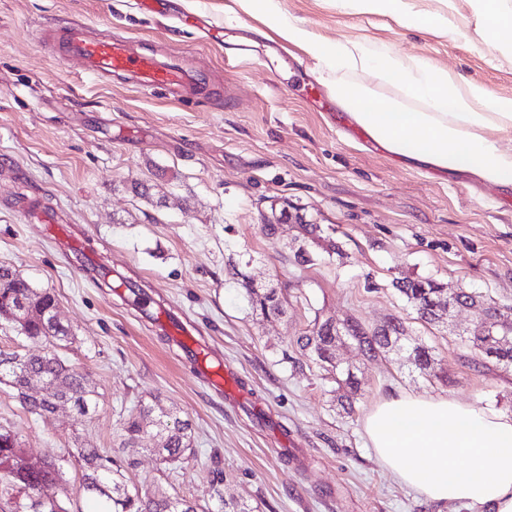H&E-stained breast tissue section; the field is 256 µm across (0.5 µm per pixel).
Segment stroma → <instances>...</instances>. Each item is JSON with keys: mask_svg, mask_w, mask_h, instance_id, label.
Here are the masks:
<instances>
[{"mask_svg": "<svg viewBox=\"0 0 512 512\" xmlns=\"http://www.w3.org/2000/svg\"><path fill=\"white\" fill-rule=\"evenodd\" d=\"M139 2L0 0V265L54 293L71 333L58 352L97 393L93 413L40 417L0 384V425L35 457L82 444L134 459L131 481L199 512H221L210 495L216 468L225 496L247 498L257 512H470L400 486L368 448L364 420L399 390L512 415V371L485 362L465 337L473 311L426 327L392 286L433 278L512 307V191L405 167L340 105L316 110L303 82L330 91L327 71L237 0H166L162 16ZM277 6L328 45L417 55L512 94V58L473 21L446 32L347 12L336 0ZM76 20L198 69L201 92L186 98L97 79L65 61L61 43L36 37ZM214 24L222 43L206 40ZM34 195L63 216L80 251L24 213L20 198ZM283 210L322 225L338 253L292 224L265 234V216ZM302 247L315 264H297ZM113 271L203 336L235 372L246 405L212 390L163 326L107 287ZM238 271L283 293L287 314L256 316ZM317 316L369 327L402 317L409 336L433 348L435 373L421 374L403 353L369 360L339 344L342 366L362 383L354 413H345L334 382L302 366L295 345ZM143 404L189 421L194 459L161 463L151 428L124 445L121 423Z\"/></svg>", "mask_w": 512, "mask_h": 512, "instance_id": "1", "label": "stroma"}]
</instances>
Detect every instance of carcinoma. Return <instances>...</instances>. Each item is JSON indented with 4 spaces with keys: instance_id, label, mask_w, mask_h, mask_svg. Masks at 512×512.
<instances>
[{
    "instance_id": "1",
    "label": "carcinoma",
    "mask_w": 512,
    "mask_h": 512,
    "mask_svg": "<svg viewBox=\"0 0 512 512\" xmlns=\"http://www.w3.org/2000/svg\"><path fill=\"white\" fill-rule=\"evenodd\" d=\"M238 287L259 316L268 320L279 318L286 313L287 299L275 288L252 287L245 280H237ZM395 288L406 304L410 305L420 322L435 326L438 324L435 308L440 306V283L429 278L403 277L395 282ZM458 300L464 306H478L484 312L497 307L483 300L482 296L459 290ZM33 311L28 318L24 336L32 341H64L69 331L60 323H53L49 317L40 314L56 307V299L46 290H38L10 267L0 265V318L10 319L19 307ZM353 342L359 352L367 357L386 355L397 344L406 339L405 322L393 317L386 324L367 327L359 322H349L341 327L330 319L315 317L305 334L297 338V344L308 361L331 375L339 387L346 389L344 398L347 410H353V397L361 390L360 381L348 368L336 366V344L341 339ZM472 346L486 358L503 368H512V341L500 343L498 337L489 336L479 327L468 337ZM17 354L0 352V383L6 381L13 387L24 409L40 416L48 415L60 405H68L80 414H87L96 408L95 391L89 388L81 373L68 365L60 355L43 353L20 357L23 368L15 370L12 364ZM411 363L421 372L434 369L435 358L429 347L416 342L409 346ZM54 379L57 385L48 395L25 397V386L30 377ZM156 428L160 437L159 447L153 449L164 461L180 463L192 454L191 426L185 421L172 418L167 412L154 415V408L143 405L137 414L130 416L123 425L124 442H135L148 427ZM21 442L0 433V499L6 502L21 493H33L43 482L60 485L64 482L65 466L76 459L82 462V489L88 498L96 501L95 512H197L191 502L143 489L127 483L124 464L116 457L103 456L96 448H75L67 455H56L51 464L38 472H25L19 466ZM211 496L221 505V512H255L246 501L224 498L223 475L217 469L211 480Z\"/></svg>"
}]
</instances>
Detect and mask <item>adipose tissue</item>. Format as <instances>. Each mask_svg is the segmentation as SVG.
<instances>
[{
  "label": "adipose tissue",
  "mask_w": 512,
  "mask_h": 512,
  "mask_svg": "<svg viewBox=\"0 0 512 512\" xmlns=\"http://www.w3.org/2000/svg\"><path fill=\"white\" fill-rule=\"evenodd\" d=\"M275 0H239L244 12L260 13L288 43L333 72L332 86L350 118L379 147L401 161L512 190V95L419 56L385 53L355 41L329 48L274 7ZM414 0H336L343 9L391 14L410 25H452L456 0H439L437 11H415ZM485 41L512 48V0H468ZM372 70L401 87L405 99L425 104L419 112L403 102L382 101L356 86V72ZM370 448L394 479L434 503L459 502L476 512H512V416L448 396L397 392L381 398L364 421Z\"/></svg>",
  "instance_id": "adipose-tissue-1"
}]
</instances>
